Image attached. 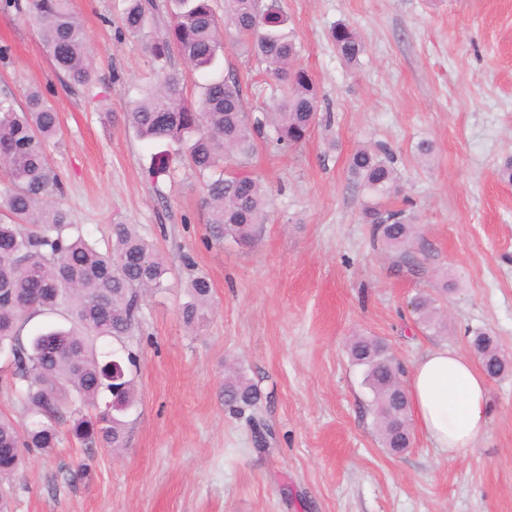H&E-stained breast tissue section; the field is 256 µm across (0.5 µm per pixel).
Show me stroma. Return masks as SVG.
<instances>
[{
	"label": "stroma",
	"instance_id": "1",
	"mask_svg": "<svg viewBox=\"0 0 512 512\" xmlns=\"http://www.w3.org/2000/svg\"><path fill=\"white\" fill-rule=\"evenodd\" d=\"M116 2L71 0L95 54L93 84L75 89L36 26L0 7V96L35 86L56 108L62 207L102 249L113 221L136 225L167 266L126 340L137 364L125 448L89 459L61 430L52 452L27 455L13 512H512V370L488 381L475 449L448 457L416 427L394 455L348 351L353 336L378 337L408 370L435 346L471 355L486 330L512 357V182L498 174L512 157V0H281L321 111L296 149L257 137L247 169L268 189V218L246 245L208 239L203 181L178 155L149 178L165 146L137 136L125 105L162 72L184 73L193 99L205 78L119 37ZM341 23L365 44L353 65L332 39ZM216 72L238 79L255 116L286 92L231 46ZM423 140L435 147L425 162ZM363 145L393 158L403 191L386 204L416 215L419 270L362 219L366 195L347 167ZM197 277L211 298L189 328ZM443 285L447 327L426 329L411 301ZM228 362L261 393L240 415L220 392Z\"/></svg>",
	"mask_w": 512,
	"mask_h": 512
}]
</instances>
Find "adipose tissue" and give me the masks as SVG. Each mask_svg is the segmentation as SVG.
<instances>
[{
	"label": "adipose tissue",
	"instance_id": "ef3b65f1",
	"mask_svg": "<svg viewBox=\"0 0 512 512\" xmlns=\"http://www.w3.org/2000/svg\"><path fill=\"white\" fill-rule=\"evenodd\" d=\"M407 394L426 437L449 456L485 437L486 375L456 350L437 346L426 351L413 366Z\"/></svg>",
	"mask_w": 512,
	"mask_h": 512
}]
</instances>
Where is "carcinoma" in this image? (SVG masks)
I'll use <instances>...</instances> for the list:
<instances>
[{"label": "carcinoma", "instance_id": "cac0c4a2", "mask_svg": "<svg viewBox=\"0 0 512 512\" xmlns=\"http://www.w3.org/2000/svg\"><path fill=\"white\" fill-rule=\"evenodd\" d=\"M122 33L142 40L151 57L166 61L177 53L196 72H211L224 53V39L265 64L266 73L288 84V94L273 112L249 118L242 90L233 76L214 77L200 99L189 101L182 79L169 74L125 107L126 122L142 139L187 145L189 166L204 180L209 234L216 240H252L267 218L268 191L261 179L224 161H246L255 153L254 134L271 128L272 142L290 150L310 136L319 99L307 70L294 65L299 46L279 0H224L219 15L213 0H122ZM24 10L39 27L54 70L69 87L94 77L86 33L70 0H5ZM332 38L344 60L356 62L365 51L359 34L338 25ZM59 133V117L43 92L26 91L22 108L0 97V352L13 362L10 386L22 399L28 423L0 417V512H11L12 482L31 449L56 447L60 425L87 456L100 448L125 447L123 416L135 403L126 358L102 359L93 340L123 341L138 321L143 292L163 286L164 262L155 245L133 224L112 225V246L99 251L79 234L56 198L64 185L48 163V146ZM348 173L369 196L363 220L401 262L414 261L415 217L390 210L382 200L401 192L392 161L381 150L363 146L350 156ZM194 302L183 309L191 324L208 303L211 285L204 277L190 283ZM436 299L420 294L412 302L419 323L439 320ZM66 308L72 327L46 328L29 339L21 330L41 312ZM471 345L484 371L497 376L507 363L493 336L474 333ZM353 362L363 367L373 394L377 429L384 447L398 453L410 445L409 405L400 384L402 369L387 346L367 337L352 340ZM257 388L234 367L224 378V406L232 411L254 406ZM85 408L94 413L83 412Z\"/></svg>", "mask_w": 512, "mask_h": 512}]
</instances>
